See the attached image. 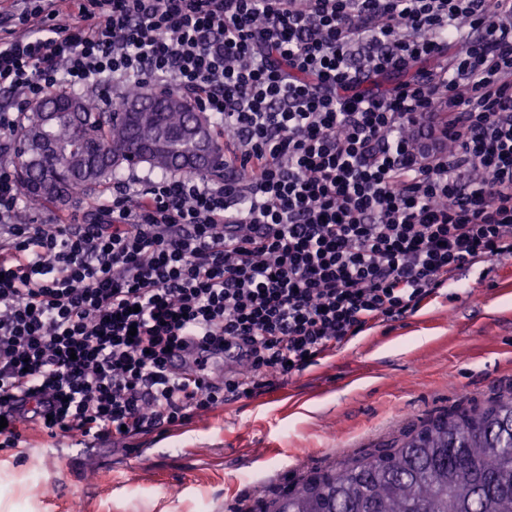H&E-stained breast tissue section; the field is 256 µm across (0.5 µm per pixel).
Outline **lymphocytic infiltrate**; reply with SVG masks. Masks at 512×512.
Returning <instances> with one entry per match:
<instances>
[{
  "instance_id": "1",
  "label": "lymphocytic infiltrate",
  "mask_w": 512,
  "mask_h": 512,
  "mask_svg": "<svg viewBox=\"0 0 512 512\" xmlns=\"http://www.w3.org/2000/svg\"><path fill=\"white\" fill-rule=\"evenodd\" d=\"M133 84L216 120L224 177L49 229L0 161V445L184 425L512 258V0H0L1 134Z\"/></svg>"
}]
</instances>
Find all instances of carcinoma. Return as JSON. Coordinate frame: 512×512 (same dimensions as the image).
<instances>
[{
    "label": "carcinoma",
    "mask_w": 512,
    "mask_h": 512,
    "mask_svg": "<svg viewBox=\"0 0 512 512\" xmlns=\"http://www.w3.org/2000/svg\"><path fill=\"white\" fill-rule=\"evenodd\" d=\"M55 117L47 122L44 113ZM196 108L170 89L149 96L127 90L118 112H104L80 91H50L27 115L4 158L18 171L26 202L69 201L126 167L209 174L220 168L222 144L203 116L207 155L193 168L187 136ZM53 146L33 149L35 134ZM48 181L50 190L37 183ZM272 512H512V392L488 405L422 421L388 448L374 449L291 484Z\"/></svg>",
    "instance_id": "cac0c4a2"
}]
</instances>
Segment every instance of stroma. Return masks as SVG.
<instances>
[{
    "instance_id": "obj_1",
    "label": "stroma",
    "mask_w": 512,
    "mask_h": 512,
    "mask_svg": "<svg viewBox=\"0 0 512 512\" xmlns=\"http://www.w3.org/2000/svg\"><path fill=\"white\" fill-rule=\"evenodd\" d=\"M414 314L187 424L0 447V512H260L296 479L512 390V260L459 271Z\"/></svg>"
}]
</instances>
